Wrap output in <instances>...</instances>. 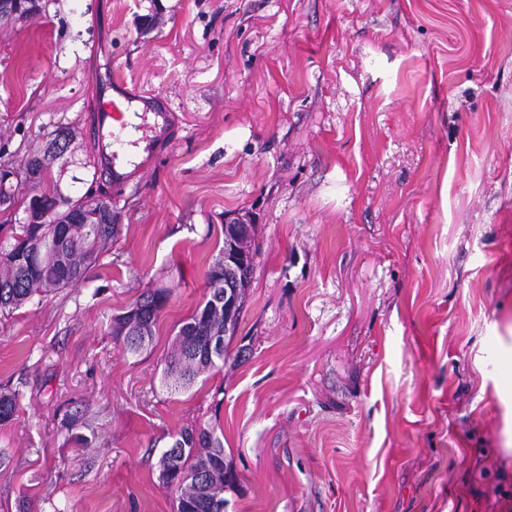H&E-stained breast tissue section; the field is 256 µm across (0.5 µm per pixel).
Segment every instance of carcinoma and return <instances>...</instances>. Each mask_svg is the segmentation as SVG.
Here are the masks:
<instances>
[{"instance_id": "obj_1", "label": "carcinoma", "mask_w": 512, "mask_h": 512, "mask_svg": "<svg viewBox=\"0 0 512 512\" xmlns=\"http://www.w3.org/2000/svg\"><path fill=\"white\" fill-rule=\"evenodd\" d=\"M66 128L60 127L43 153L33 179L42 187L32 198L55 211L51 224H18L11 227L10 242L0 243V312L20 307L34 296L51 289L80 285L88 269L99 262L103 249L117 233L112 217V201L107 193L89 200L66 198L51 176V168L68 145ZM23 201L15 198L11 186L0 177V205L8 211ZM66 205V210L57 207ZM223 258L216 259L205 277L206 300L185 321L175 337V349L165 361L163 384L171 391L186 389L202 374L219 369L231 357L229 345L241 322L247 288L255 261L241 271L238 303L232 314L224 313ZM170 297L167 288H147L134 308L140 321L118 336L125 353L137 356L153 342L155 329ZM231 331L224 334V322ZM18 407V393L0 391V425L8 424ZM64 427L67 440L85 447L92 442L94 429L83 412L75 411ZM86 429L89 434L80 432ZM160 467L175 493L176 512H224V492L234 488L237 474L224 459V441L214 429L182 428L172 435V443L160 456Z\"/></svg>"}]
</instances>
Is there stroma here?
Wrapping results in <instances>:
<instances>
[{
    "instance_id": "stroma-1",
    "label": "stroma",
    "mask_w": 512,
    "mask_h": 512,
    "mask_svg": "<svg viewBox=\"0 0 512 512\" xmlns=\"http://www.w3.org/2000/svg\"><path fill=\"white\" fill-rule=\"evenodd\" d=\"M110 76L174 130L98 181L120 232L85 281L0 313V512H174L158 460L200 425L227 512H512V0H48L0 25V165L65 127L53 176L84 195ZM234 214L258 249L241 355L170 393ZM155 287L127 355L110 322ZM169 297L170 291L167 288H147L139 295L132 308L138 309L141 322L136 321L130 330L129 327H125L122 335L128 330L127 336H113L121 342L125 353L137 356L152 344L160 313L164 310ZM136 309L117 317H135ZM83 411L76 410L74 414H71L66 422H64V427L67 431V441H71L76 445L85 447L91 444L92 439L95 438L94 429L85 422L83 418ZM84 428L90 432V437L82 432H73L74 430H78L80 428Z\"/></svg>"
}]
</instances>
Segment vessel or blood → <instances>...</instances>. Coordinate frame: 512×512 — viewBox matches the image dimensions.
Instances as JSON below:
<instances>
[{"mask_svg": "<svg viewBox=\"0 0 512 512\" xmlns=\"http://www.w3.org/2000/svg\"><path fill=\"white\" fill-rule=\"evenodd\" d=\"M112 93L110 106L97 112L94 116L95 128L99 137L100 165L110 177L114 187L127 186L135 177V170L129 169L118 156L110 151L109 145L113 133L112 121L118 112H142L152 115L150 132L141 137V149L144 157H151L170 132L171 113L162 111L150 98L139 95L131 96L123 92L122 84L110 81L106 84Z\"/></svg>", "mask_w": 512, "mask_h": 512, "instance_id": "1", "label": "vessel or blood"}]
</instances>
